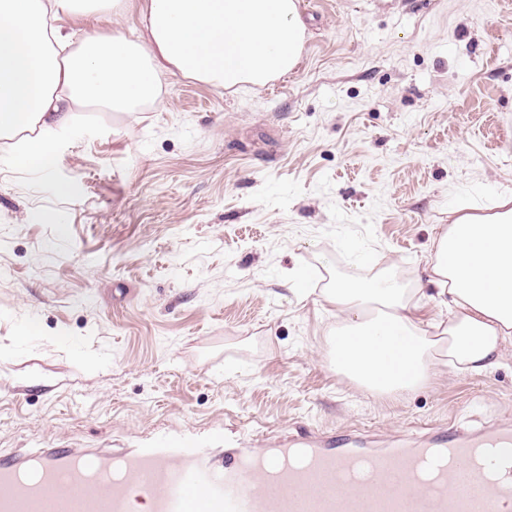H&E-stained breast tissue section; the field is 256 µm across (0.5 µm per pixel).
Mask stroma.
Segmentation results:
<instances>
[{"mask_svg": "<svg viewBox=\"0 0 512 512\" xmlns=\"http://www.w3.org/2000/svg\"><path fill=\"white\" fill-rule=\"evenodd\" d=\"M140 5L62 25L130 33ZM300 14L287 76L232 91L169 73L159 103L80 107L47 175L0 150V452L512 419V340L491 371L375 398L330 369L323 297L391 275L445 318L434 235L512 194V0Z\"/></svg>", "mask_w": 512, "mask_h": 512, "instance_id": "35a3bbf8", "label": "stroma"}]
</instances>
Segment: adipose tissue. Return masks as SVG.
I'll return each instance as SVG.
<instances>
[{"label":"adipose tissue","mask_w":512,"mask_h":512,"mask_svg":"<svg viewBox=\"0 0 512 512\" xmlns=\"http://www.w3.org/2000/svg\"><path fill=\"white\" fill-rule=\"evenodd\" d=\"M125 0H0V139L15 165L49 170L52 136L77 107L162 99L178 74L230 90L262 86L299 63V0H145L144 35L71 41L62 15L117 14ZM490 215L458 213L433 240L429 270L448 318L424 327L409 292L378 277L339 281L325 299L341 325L329 339L337 375L379 398L420 388L440 366L480 372L512 339V197Z\"/></svg>","instance_id":"adipose-tissue-1"}]
</instances>
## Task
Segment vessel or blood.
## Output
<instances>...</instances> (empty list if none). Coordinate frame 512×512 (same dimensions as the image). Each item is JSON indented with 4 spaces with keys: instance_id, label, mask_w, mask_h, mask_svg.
Here are the masks:
<instances>
[{
    "instance_id": "1",
    "label": "vessel or blood",
    "mask_w": 512,
    "mask_h": 512,
    "mask_svg": "<svg viewBox=\"0 0 512 512\" xmlns=\"http://www.w3.org/2000/svg\"><path fill=\"white\" fill-rule=\"evenodd\" d=\"M512 425L464 435L435 429L426 443L368 448L303 432L272 448L228 439L212 448L194 431L123 448H40L0 455V512H491L512 489ZM445 466L427 492L421 461Z\"/></svg>"
}]
</instances>
